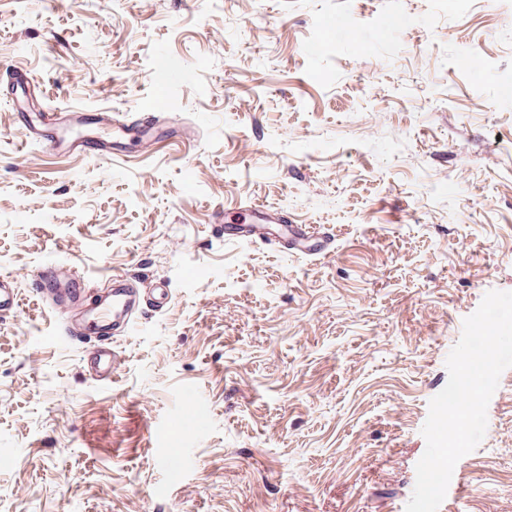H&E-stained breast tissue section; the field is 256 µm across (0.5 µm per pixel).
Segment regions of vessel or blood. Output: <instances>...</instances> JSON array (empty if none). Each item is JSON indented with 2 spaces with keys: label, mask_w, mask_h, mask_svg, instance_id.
I'll list each match as a JSON object with an SVG mask.
<instances>
[{
  "label": "vessel or blood",
  "mask_w": 512,
  "mask_h": 512,
  "mask_svg": "<svg viewBox=\"0 0 512 512\" xmlns=\"http://www.w3.org/2000/svg\"><path fill=\"white\" fill-rule=\"evenodd\" d=\"M14 112L16 126L31 143L48 150H76L90 158H125L132 146L140 154L149 155L161 143L186 134L182 124L165 120L157 105L133 113L125 122L114 119L108 111L90 118L71 107L31 112L18 105ZM224 238L267 245L285 240L295 255L304 257L328 255L333 245L328 234H312L307 225L289 221L281 209L263 205L249 206L234 217L225 216ZM32 279L37 293L53 309L69 312L63 335L81 344L88 373L103 383L115 381L121 373L122 361L113 343L129 330L136 313L146 306L163 310L172 298V290L164 279H156L151 294L145 296L132 279L122 275L108 276L103 291L94 294L84 274L61 262L38 268ZM17 282V276H0V317L14 318L19 313Z\"/></svg>",
  "instance_id": "obj_1"
}]
</instances>
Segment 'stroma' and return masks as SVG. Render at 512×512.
Segmentation results:
<instances>
[{
	"instance_id": "1",
	"label": "stroma",
	"mask_w": 512,
	"mask_h": 512,
	"mask_svg": "<svg viewBox=\"0 0 512 512\" xmlns=\"http://www.w3.org/2000/svg\"><path fill=\"white\" fill-rule=\"evenodd\" d=\"M14 65L50 107L159 101L195 135L41 149ZM510 82L496 0H0V512H405L463 320L512 291ZM252 202L333 254L225 242ZM51 261L169 281L115 382L22 279ZM487 418L438 512H512V368ZM19 275L0 276V317H17L20 310V294L16 287Z\"/></svg>"
}]
</instances>
